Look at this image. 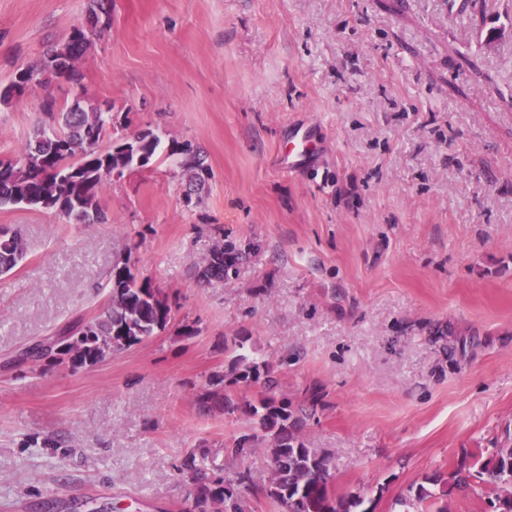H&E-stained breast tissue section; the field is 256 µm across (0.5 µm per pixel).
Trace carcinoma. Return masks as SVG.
<instances>
[{
    "instance_id": "1",
    "label": "carcinoma",
    "mask_w": 512,
    "mask_h": 512,
    "mask_svg": "<svg viewBox=\"0 0 512 512\" xmlns=\"http://www.w3.org/2000/svg\"><path fill=\"white\" fill-rule=\"evenodd\" d=\"M108 2L89 0L86 24L73 28L65 40L48 45L37 63L19 71L15 81L0 88V102L7 104L25 90L53 80L78 83V60L93 38L109 25ZM43 112L46 120L33 130L22 157L0 159V206L26 205L55 210L78 224L107 222L100 207L99 192L111 179L102 174V169L121 167L125 172H136L147 167L158 153L160 139L147 133L102 150L99 141L104 127L112 121L109 113L80 97L61 109L56 108L55 101L47 100ZM181 154L179 167L190 174L189 184L202 191L206 168L200 153L186 148ZM24 257L20 233L7 232L0 236V276L13 271ZM242 257L235 246L223 245L211 255L200 280L205 284L224 281ZM119 285L124 290L123 301H108L106 311L93 320L101 335L112 337V350L83 362L84 367L94 366L149 340L171 318L167 296L150 282L140 281L130 273ZM272 373L267 364L260 367L237 358L229 372L216 373L209 379V387L196 394V402L202 407L219 406L228 414L243 410L255 418L260 430L271 436L273 466L260 491L284 506L287 512H367L360 497L333 492L330 455L309 447L297 435L301 419L290 410L288 401L272 396L278 385ZM226 378L230 384L244 389L260 384L267 395L256 402L241 403L227 393L212 389ZM181 471L196 485L195 508L199 512H214L216 505L220 512H242L224 478L209 476L196 454L185 457ZM479 474L487 476L486 483L493 494L490 505L495 512H501L504 504L512 506L511 446L498 449Z\"/></svg>"
}]
</instances>
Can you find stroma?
<instances>
[{
    "label": "stroma",
    "mask_w": 512,
    "mask_h": 512,
    "mask_svg": "<svg viewBox=\"0 0 512 512\" xmlns=\"http://www.w3.org/2000/svg\"><path fill=\"white\" fill-rule=\"evenodd\" d=\"M87 6L0 0V87ZM77 67L112 115L100 148L148 132L161 150L102 192L108 223L0 207L26 246L0 276V512H193L190 452L243 512H283L236 482L271 470L266 438L231 452L253 418L195 403L240 355L305 409L336 494L395 512L424 488L446 512H491L487 483H447L512 444V0H112ZM48 98L73 89L0 103V159ZM301 129L317 152L292 172ZM186 143L211 173L198 195L172 155ZM223 242L244 258L202 284ZM124 258L167 294L164 330L92 367L18 362L98 317Z\"/></svg>",
    "instance_id": "1"
}]
</instances>
